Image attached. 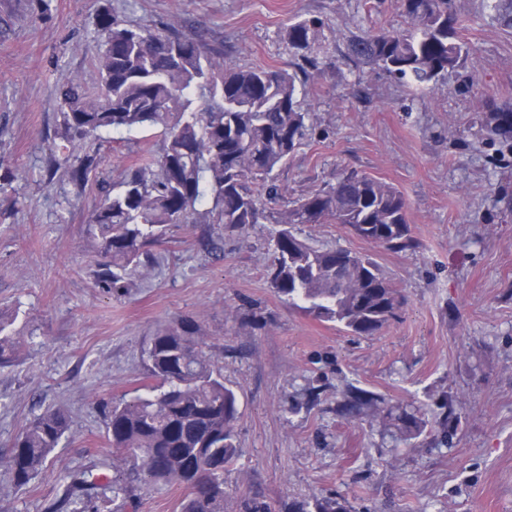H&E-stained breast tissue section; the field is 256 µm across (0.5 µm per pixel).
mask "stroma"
<instances>
[{
  "mask_svg": "<svg viewBox=\"0 0 512 512\" xmlns=\"http://www.w3.org/2000/svg\"><path fill=\"white\" fill-rule=\"evenodd\" d=\"M105 4L151 29L178 21L228 67H290L287 26L323 23L303 91L311 126L278 172L267 219L233 234L172 225L151 276L124 290L95 285L83 227L100 182L157 152L161 130L104 133L83 187L49 167L62 143L56 90L77 75L94 82ZM458 5L468 54L420 88L351 53L353 40L403 27L402 0H0V307L26 340L0 368V454L45 409L72 416L26 488L0 471V512H46L71 473L109 454L104 406L140 387L144 341L184 317L206 330L238 397L224 512L246 495H335L351 512H512V150L487 129L490 113L512 112V25L485 0ZM350 170L402 192L415 249L334 223L293 232L371 257L407 296L368 337L286 305L266 274L275 213ZM353 387L419 410L427 429L407 435L370 409L341 415ZM448 400L458 422L444 442L433 424Z\"/></svg>",
  "mask_w": 512,
  "mask_h": 512,
  "instance_id": "1",
  "label": "stroma"
}]
</instances>
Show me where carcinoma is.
<instances>
[{
  "label": "carcinoma",
  "mask_w": 512,
  "mask_h": 512,
  "mask_svg": "<svg viewBox=\"0 0 512 512\" xmlns=\"http://www.w3.org/2000/svg\"><path fill=\"white\" fill-rule=\"evenodd\" d=\"M406 27L380 30L357 40L352 52L399 79L421 87L457 67L467 54L458 34L455 0H403ZM102 41L92 56L96 82L74 78L56 91L65 138L70 147L61 164L80 184L98 164L84 151L86 140L102 130L163 129L155 158L125 170L105 192L85 227L100 260L93 270L98 285L122 288L148 277L156 258L147 247L161 242L173 224L197 215L205 224L242 232L266 218L252 185L265 187L269 200L280 197L274 171L302 144L309 113L302 107L307 67L322 22L301 19L285 39L295 69L224 68L223 52L175 27L160 33L126 25L105 10L98 17ZM491 132L512 135V112L490 117ZM342 224L356 236L393 252L412 250L407 204L393 186L344 171L324 188L289 202L280 213L267 269L270 286L290 307L323 322H334L358 336H373L397 318L405 297L370 258L343 248H318L300 241L295 224ZM15 315L0 309V367L20 356L22 341L11 330ZM145 394L112 403L105 433L112 452L100 468L112 471L101 483L85 473L70 475L64 498L48 512H137L133 482L177 486L179 512H224V473L240 455L235 391L224 385L221 367L202 326L193 319L158 326L142 349ZM372 407L385 418L384 400L356 390L344 411L357 416ZM396 420L414 436L427 421L401 411ZM71 415L50 407L16 436L0 467L11 486H28L71 429ZM239 512H276L256 496L241 500ZM282 512H350L342 499L315 496L293 501Z\"/></svg>",
  "instance_id": "1"
}]
</instances>
